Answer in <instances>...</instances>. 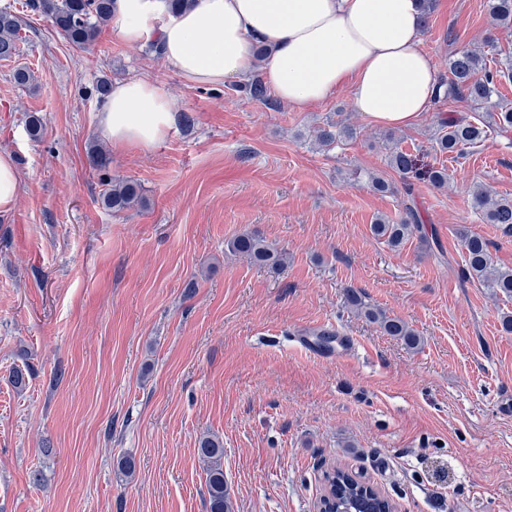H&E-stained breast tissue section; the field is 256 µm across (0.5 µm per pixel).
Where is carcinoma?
<instances>
[{
	"label": "carcinoma",
	"instance_id": "carcinoma-1",
	"mask_svg": "<svg viewBox=\"0 0 512 512\" xmlns=\"http://www.w3.org/2000/svg\"><path fill=\"white\" fill-rule=\"evenodd\" d=\"M114 0H26L25 7L44 15L54 30L71 46L88 50L97 42L103 28L110 21ZM486 7L495 27H512V0H486ZM21 30L20 18L7 7L0 8V59H9L17 52ZM512 76V63L503 69L487 66L484 56L474 50H461L448 60V76L440 79V98H459L467 101L475 110L494 107L493 97L498 95V78ZM489 126L481 121L472 122L466 116H450L441 119L436 144L442 152H456L467 145L482 143L488 135ZM354 130L341 126L333 133L321 130L317 135L320 144L329 146L339 138H351ZM389 166L404 179L406 193H411L415 178L428 182L435 189L448 184L445 169L436 167L422 170L405 152L397 149L388 156ZM473 208L489 224H496L502 232L512 236V198L496 197L482 187L471 192ZM143 202L141 187L131 181L122 180L108 188L102 196L103 205L114 211L132 208ZM420 228L414 213L409 212L397 224L384 218L375 219L372 233L384 239L392 248L400 247L415 230ZM464 265L460 269L462 278L476 279L487 288L507 299H512V268L494 263L488 242L480 235L463 238ZM228 250L244 255L261 265L283 266L286 253L278 251L256 234H243L228 243ZM348 302L370 321L377 323L382 331L402 340L408 347L416 348L421 339L403 320L387 316L380 309L362 303L358 293L347 292ZM197 454L207 467L208 512H231L232 506L224 480V445L219 438L205 436L199 440ZM329 484L330 498L346 507L347 512H358L365 496L359 493L360 485L345 471L334 470L325 474Z\"/></svg>",
	"mask_w": 512,
	"mask_h": 512
}]
</instances>
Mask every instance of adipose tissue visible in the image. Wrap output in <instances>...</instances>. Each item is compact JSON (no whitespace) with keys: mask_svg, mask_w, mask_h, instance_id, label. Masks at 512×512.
<instances>
[{"mask_svg":"<svg viewBox=\"0 0 512 512\" xmlns=\"http://www.w3.org/2000/svg\"><path fill=\"white\" fill-rule=\"evenodd\" d=\"M423 0H197L172 11L168 0H115L111 25L130 45L158 42L188 82L220 86L262 68L283 103L309 108L350 87L373 125L412 126L439 93L420 47ZM269 50L257 64L253 46ZM175 121L166 90L135 79L114 83L99 115L113 147L145 148Z\"/></svg>","mask_w":512,"mask_h":512,"instance_id":"1","label":"adipose tissue"}]
</instances>
